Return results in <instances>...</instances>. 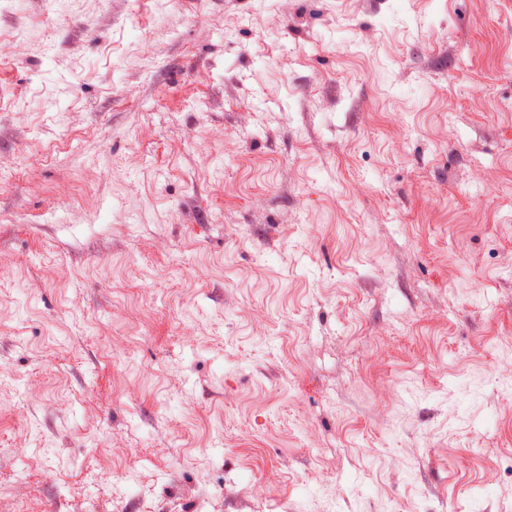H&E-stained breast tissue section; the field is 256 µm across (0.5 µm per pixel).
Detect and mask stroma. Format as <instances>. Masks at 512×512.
I'll list each match as a JSON object with an SVG mask.
<instances>
[{
    "label": "stroma",
    "mask_w": 512,
    "mask_h": 512,
    "mask_svg": "<svg viewBox=\"0 0 512 512\" xmlns=\"http://www.w3.org/2000/svg\"><path fill=\"white\" fill-rule=\"evenodd\" d=\"M0 36V512H512V0Z\"/></svg>",
    "instance_id": "obj_1"
}]
</instances>
